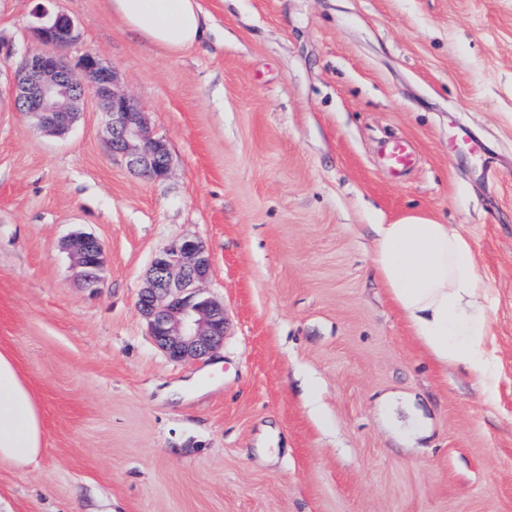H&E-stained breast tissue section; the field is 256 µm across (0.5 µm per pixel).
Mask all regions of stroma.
I'll return each mask as SVG.
<instances>
[{
    "mask_svg": "<svg viewBox=\"0 0 512 512\" xmlns=\"http://www.w3.org/2000/svg\"><path fill=\"white\" fill-rule=\"evenodd\" d=\"M170 52L109 0H0V347L43 449L0 512H512V0H198ZM118 72L172 158L114 159L85 99L62 135L11 95L40 13ZM407 140L401 175L380 150ZM459 226L486 277L483 392L412 336L367 227ZM95 236L98 294L64 242ZM207 246L224 342L175 362L137 306L153 255Z\"/></svg>",
    "mask_w": 512,
    "mask_h": 512,
    "instance_id": "stroma-1",
    "label": "stroma"
}]
</instances>
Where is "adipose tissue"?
<instances>
[{
    "label": "adipose tissue",
    "mask_w": 512,
    "mask_h": 512,
    "mask_svg": "<svg viewBox=\"0 0 512 512\" xmlns=\"http://www.w3.org/2000/svg\"><path fill=\"white\" fill-rule=\"evenodd\" d=\"M113 12L147 40L178 52L200 43L197 0H111ZM371 262L431 358L460 366L488 389L495 366L487 347L488 287L471 243L458 229L420 214L372 225ZM43 446L42 419L13 355L0 348V461L24 468Z\"/></svg>",
    "instance_id": "1"
}]
</instances>
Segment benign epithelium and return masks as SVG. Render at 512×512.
<instances>
[{"mask_svg":"<svg viewBox=\"0 0 512 512\" xmlns=\"http://www.w3.org/2000/svg\"><path fill=\"white\" fill-rule=\"evenodd\" d=\"M30 37L39 49L23 61L11 92L18 107L35 118L37 129L67 131L90 95L105 116L112 157L149 180L166 178L171 169L167 142L121 88L115 68L90 52L75 64L69 58L67 49L79 38L73 20L58 12L32 27ZM66 248L78 268L79 285L98 293L105 264L102 244L81 233L70 237ZM211 268V256L197 238L177 239L152 258L137 307L153 342L172 361L203 358L224 342V307L204 295Z\"/></svg>","mask_w":512,"mask_h":512,"instance_id":"obj_1","label":"benign epithelium"}]
</instances>
